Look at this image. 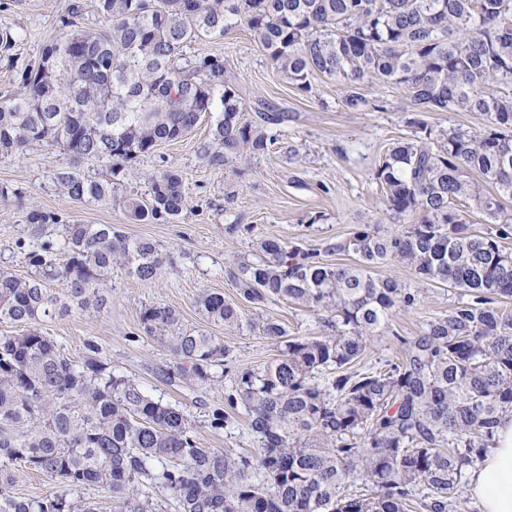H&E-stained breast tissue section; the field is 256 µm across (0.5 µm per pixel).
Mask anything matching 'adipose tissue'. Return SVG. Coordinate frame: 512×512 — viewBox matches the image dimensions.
<instances>
[{
    "label": "adipose tissue",
    "instance_id": "obj_1",
    "mask_svg": "<svg viewBox=\"0 0 512 512\" xmlns=\"http://www.w3.org/2000/svg\"><path fill=\"white\" fill-rule=\"evenodd\" d=\"M470 486L481 512H512V413L501 418L496 446L473 469Z\"/></svg>",
    "mask_w": 512,
    "mask_h": 512
}]
</instances>
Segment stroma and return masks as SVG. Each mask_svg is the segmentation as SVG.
<instances>
[{
	"mask_svg": "<svg viewBox=\"0 0 512 512\" xmlns=\"http://www.w3.org/2000/svg\"><path fill=\"white\" fill-rule=\"evenodd\" d=\"M78 26L93 31L110 21L96 0H0V28L18 35L14 48L0 52V98L22 91L21 73L34 64L43 42L62 35L61 20L70 16L72 4ZM204 55L223 59L242 92L244 118L251 121L260 103L281 112L278 140L255 158H241L224 169H214L199 157V144L210 136L209 116L181 138L162 143L121 175L115 201L83 203L71 199L54 180L68 166V155L56 147L31 146L24 154L0 156V270L19 278L34 274L28 254L42 240H60L64 225L113 224L131 240L155 242L166 261L151 283H144L116 266L108 283L107 303L101 308L72 307L70 312L41 320L38 327L70 358L79 360L88 346L120 375L139 383L154 397L181 408L189 415L193 431L204 448L236 454L258 452L243 413H233L229 426L217 431L209 424L214 408L224 406V390L236 374L259 369L276 359L279 350L262 333L265 319L279 320L292 336H320V317L285 300L254 309L238 295L225 275L231 258H252L262 238L293 242L319 252L329 264H350L353 254L333 252L363 224L386 230L398 223H415L416 215L393 219L376 171L389 149L414 138L419 124L436 130H483L487 120L479 112H418L405 88L377 81L365 83L363 111L348 110L345 91L335 79L317 75L310 91L296 88L268 59L266 51L245 25L224 37H207L190 43L187 58ZM165 169L181 172L188 207L171 223L130 222L120 200L135 194L149 199L150 179ZM54 216L42 234L25 222L29 209ZM241 225L228 233L227 225ZM223 293L241 314L239 327L231 329L207 320L197 300L203 292ZM449 286L430 285L417 307L396 311L385 335L374 337L361 361L376 366L402 352V342L416 336L425 324L447 314L460 301ZM161 304L179 312L183 325L223 337L230 355L207 384H168L161 377L171 358L140 323L145 306Z\"/></svg>",
	"mask_w": 512,
	"mask_h": 512,
	"instance_id": "stroma-1",
	"label": "stroma"
}]
</instances>
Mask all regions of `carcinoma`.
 <instances>
[{
	"mask_svg": "<svg viewBox=\"0 0 512 512\" xmlns=\"http://www.w3.org/2000/svg\"><path fill=\"white\" fill-rule=\"evenodd\" d=\"M111 20L105 32L74 29L40 50L23 73V92L0 100V156L32 144L69 154L56 173L68 196L109 202L125 165L215 117L198 147L222 169L248 152L265 154L281 121L277 112L242 120V97L224 60L198 57L180 66L184 48L220 38L245 22L278 70L300 90L325 75L346 89L345 106L361 111L357 92L378 80L409 92L417 112H480L479 133L420 126L376 172L387 210L416 213V224L386 233L359 227L336 250L351 264H329L315 251L277 239L256 243V259H233L224 272L258 308L290 300L323 313L326 336L287 338L268 320L262 332L277 359L237 375L210 427L243 407L258 442L254 458L203 448L185 412L117 375L95 348L82 361L60 351L35 323L73 305L101 307L100 286L116 264L144 283L164 255L149 239L130 240L113 224H67L66 263L55 266L45 241L29 254L37 275L0 273V321L25 333L0 336V512H96L72 493L96 487L120 512H158L142 488L162 490L176 512H456L468 467L483 458L503 413L512 410V316L496 306L512 297V0H97ZM95 159L110 177L88 179L78 165ZM123 208L135 223L177 219L187 205L181 174L152 177L149 203L131 195ZM496 230H470L473 214ZM26 222L39 232L53 218ZM396 262L425 285L463 291L448 314L402 340L397 360L351 371L369 337L389 317L410 310L422 289L372 271ZM67 283L63 294L47 282ZM208 319L238 326V309L220 292L198 300ZM143 332L173 363L169 384L208 383L229 349L224 339L187 328L177 312L150 305ZM56 480L60 490L26 499L11 492L14 466Z\"/></svg>",
	"mask_w": 512,
	"mask_h": 512,
	"instance_id": "1",
	"label": "carcinoma"
}]
</instances>
